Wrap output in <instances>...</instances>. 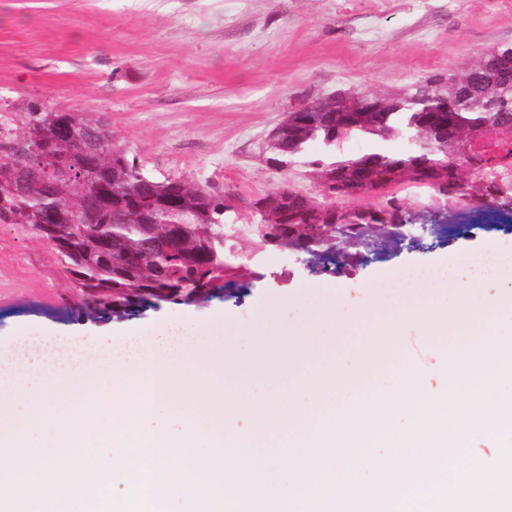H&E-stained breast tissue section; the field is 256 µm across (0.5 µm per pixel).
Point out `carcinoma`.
I'll use <instances>...</instances> for the list:
<instances>
[{
	"label": "carcinoma",
	"mask_w": 512,
	"mask_h": 512,
	"mask_svg": "<svg viewBox=\"0 0 512 512\" xmlns=\"http://www.w3.org/2000/svg\"><path fill=\"white\" fill-rule=\"evenodd\" d=\"M448 98L443 121L448 131L433 122L438 97ZM68 110L46 111L32 101L14 122L0 120V196L10 205L0 207L1 224L38 229L48 211L67 214L76 200L58 187L21 183L13 176L39 162L50 167L58 161L80 175L83 158L60 144L44 154L42 142L32 136L53 116ZM512 131V43L490 47L461 73L427 77L413 91L390 97L368 89L354 92L348 103L336 104L322 96L319 111L305 122L288 118V134L277 145L280 167L297 166L322 185L314 195L284 184L261 195L265 212L254 224H228L238 212L227 207L224 192L171 176L159 181L128 160L127 152L112 141L100 146L101 167L109 173V197L88 222L55 224L54 237L63 243L58 258L76 276L81 294L77 309L83 313H125L152 299L188 305L200 299L201 288H216L234 270L236 239L247 230L255 250L273 247L310 254L327 263L336 260V225L349 242L360 237L357 228L371 233L401 235L413 223L396 186L429 189L436 200L453 202L464 195H479L480 206L512 213V175L497 178L502 145L494 133ZM360 138L369 150L349 154L344 143ZM481 144L468 158L465 147ZM488 166L485 181L464 178L462 165L477 173L476 164ZM371 195L377 202L351 209L348 201ZM109 240V247L101 246Z\"/></svg>",
	"instance_id": "carcinoma-1"
}]
</instances>
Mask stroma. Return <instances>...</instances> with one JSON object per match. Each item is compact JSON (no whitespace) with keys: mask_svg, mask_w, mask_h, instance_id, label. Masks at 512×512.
<instances>
[{"mask_svg":"<svg viewBox=\"0 0 512 512\" xmlns=\"http://www.w3.org/2000/svg\"><path fill=\"white\" fill-rule=\"evenodd\" d=\"M500 43H512V0H0V110L39 101L90 113L159 179L248 197L285 182L311 192L303 169H275L263 152L285 112L336 91L401 94ZM448 221L338 267L245 249L257 274L230 293L121 318L77 313L78 283L54 249L30 228L0 224V346L21 331L150 329L177 312L224 319L240 345L268 301H283L284 322H294L325 287L356 308L419 259L496 244L512 254V215L452 211ZM398 353L424 371L468 368L413 328Z\"/></svg>","mask_w":512,"mask_h":512,"instance_id":"35a3bbf8","label":"stroma"}]
</instances>
